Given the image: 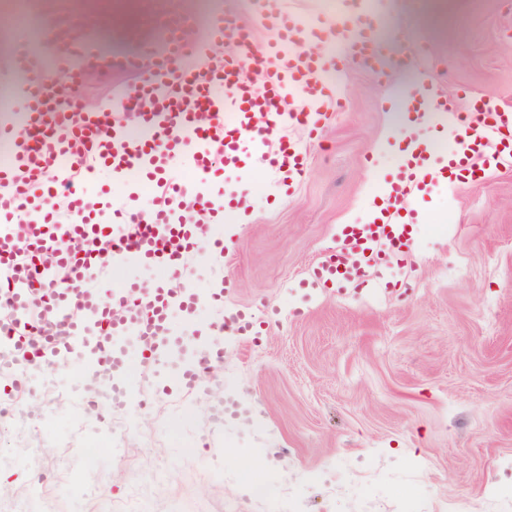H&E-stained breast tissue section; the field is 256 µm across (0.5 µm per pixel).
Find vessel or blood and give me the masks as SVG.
Wrapping results in <instances>:
<instances>
[{
	"mask_svg": "<svg viewBox=\"0 0 512 512\" xmlns=\"http://www.w3.org/2000/svg\"><path fill=\"white\" fill-rule=\"evenodd\" d=\"M276 21L280 40L252 75L244 71L253 65L250 36L233 21L224 20L218 28L231 47L223 64L206 56L192 70L181 66V25L172 23L168 53L157 61L160 79L123 89L99 112L80 111L75 99L59 94L47 80L40 59L24 57L27 134L19 136L14 123L0 122V147L11 155L10 163L0 166V292L7 306L0 312V386L5 390L24 387V373L32 365L75 363L90 380L110 371L112 403L123 407L132 371L160 374L178 344L171 310L194 311V286L128 283L113 289L107 305L90 286L92 258H77L72 246L89 249L107 238L112 265L134 259L178 276L196 256L207 223L232 205L231 198L210 194L207 188L242 163L241 142L251 143L256 162L275 169L283 182L304 177L306 153L287 133L299 127L316 137L326 112L338 107L339 96L324 79L331 62L294 49L308 31L281 15ZM346 39L352 55L381 65L363 31L348 33ZM66 54L70 64L58 78L74 85L80 69L92 61V51L71 44ZM132 106L141 122L133 134L109 120L112 110ZM201 110L212 116L204 126L197 120ZM438 118L454 136L449 168L471 169L474 182L481 184L485 161L512 165L511 105L476 95L467 109L449 108ZM75 143L80 146L76 153L70 150ZM433 152L431 144L418 142L380 195L378 216L367 224L344 226L336 249L310 268V285L342 288L354 283L362 288L369 279H380L391 260L409 259L413 226L403 213L412 193L427 185ZM59 154L66 155L67 163L57 169L53 162ZM172 156L191 171L190 182L171 184L160 177ZM100 167L116 180L137 172L153 186L150 204L127 212L128 230L119 236L100 222L89 189ZM55 197L65 199L66 219L48 209V200ZM32 211L42 212V220L32 224L28 235H19L20 214ZM216 330L252 336L256 324L238 310ZM132 342L138 348L134 356L128 350Z\"/></svg>",
	"mask_w": 512,
	"mask_h": 512,
	"instance_id": "obj_1",
	"label": "vessel or blood"
}]
</instances>
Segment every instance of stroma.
<instances>
[{"mask_svg": "<svg viewBox=\"0 0 512 512\" xmlns=\"http://www.w3.org/2000/svg\"><path fill=\"white\" fill-rule=\"evenodd\" d=\"M263 0H142L136 43L114 33L110 11L91 18L96 52L121 59L137 42L164 49L154 17L194 14L180 36L213 49V25L252 27ZM315 50L338 61L330 84L342 105L309 142L297 185L247 161L224 176V192L250 198L248 220L228 209L208 226L190 278L202 298L192 315L173 312L175 336L208 335L217 276L233 281L227 306L263 322L257 336L221 335L224 362L200 391L157 388L140 376L146 400L113 412L107 427L77 425L75 366H36L28 375L35 416L0 420V512H512V168H493L483 186L432 164L413 202L415 255L390 265L385 287L338 293L305 283L344 225L361 223L403 154L402 130L417 105L407 92L429 81L454 99L478 93L512 105V0H457L449 30L429 21L424 0H279ZM380 55L398 66L369 69L348 59L339 35L361 10ZM31 29L0 13V87L21 113L24 74L17 49ZM95 69L82 78L84 109H99L128 83ZM120 224L133 204L130 183L97 171ZM233 246L212 257L215 240ZM99 445L87 463L81 447ZM242 460L261 463L276 499L254 498Z\"/></svg>", "mask_w": 512, "mask_h": 512, "instance_id": "stroma-1", "label": "stroma"}]
</instances>
